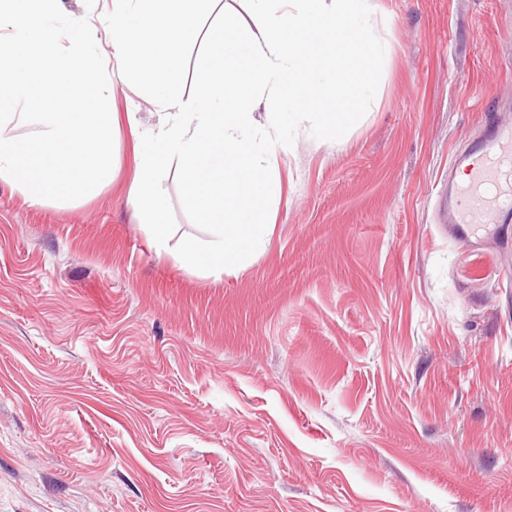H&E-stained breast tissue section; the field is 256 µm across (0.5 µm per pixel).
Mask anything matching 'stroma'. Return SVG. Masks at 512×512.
I'll list each match as a JSON object with an SVG mask.
<instances>
[{"label":"stroma","mask_w":512,"mask_h":512,"mask_svg":"<svg viewBox=\"0 0 512 512\" xmlns=\"http://www.w3.org/2000/svg\"><path fill=\"white\" fill-rule=\"evenodd\" d=\"M392 54L341 142L301 126L266 250L157 258L128 188L0 180V512H512V223L434 212L512 114V0H371ZM141 131L151 100L112 80Z\"/></svg>","instance_id":"stroma-1"}]
</instances>
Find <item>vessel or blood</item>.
I'll use <instances>...</instances> for the list:
<instances>
[{"label":"vessel or blood","instance_id":"b4317fda","mask_svg":"<svg viewBox=\"0 0 512 512\" xmlns=\"http://www.w3.org/2000/svg\"><path fill=\"white\" fill-rule=\"evenodd\" d=\"M452 167L464 170L467 178H449L448 193L438 199L436 210L449 234L464 244L476 227L500 223L512 214V123L488 119Z\"/></svg>","mask_w":512,"mask_h":512}]
</instances>
